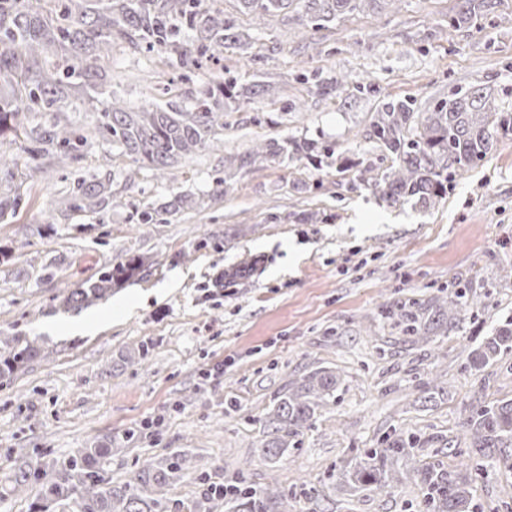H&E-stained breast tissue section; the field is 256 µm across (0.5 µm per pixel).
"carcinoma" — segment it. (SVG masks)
<instances>
[{
  "mask_svg": "<svg viewBox=\"0 0 512 512\" xmlns=\"http://www.w3.org/2000/svg\"><path fill=\"white\" fill-rule=\"evenodd\" d=\"M0 0V144L5 139L24 142V179L42 172L41 159L63 161L100 140L110 142L128 157L125 180L134 183L138 170L171 166L178 158L211 148L224 130V113L238 109L254 96L271 94L268 84H242L220 65L224 46L237 44L239 35L224 19L215 0ZM241 12L276 16L290 8L319 21L399 0H236ZM495 0H459L449 17L452 27H464L475 18L494 12ZM197 33L194 41L177 37L179 26ZM125 43L146 53L176 59L185 69L216 68L212 83L193 105L181 108L167 101L129 107L115 92L103 90L107 73L99 62L112 54V45ZM78 100L94 119L93 127L77 133L65 118L71 100ZM512 134V113L498 103L489 87L473 88L438 101L432 110L417 112L414 99H390L372 116L368 138L392 157V166L379 174L370 163L359 162L358 180L389 204L413 201L431 208L448 192V184L466 168L484 159L500 138ZM330 148L313 141L270 139L240 156L224 158V167L242 169L282 155L318 158ZM0 155V223L19 209L21 196L14 188V167ZM112 170L82 182L79 192L63 201L70 210H96L113 200ZM144 267L130 256L103 267L96 278L68 289L59 307L81 310L112 295V288ZM473 300L460 289L448 292L440 304L426 308L385 311L397 319L409 336L426 335V321H452ZM512 349V327L498 329L471 353L470 367L481 368L503 351ZM39 354L37 340L0 338V378L11 376ZM341 383L333 369L318 367L295 386L277 396L261 420L264 458L277 462L292 441L311 427ZM469 460L489 458L512 446V399L484 405L467 420ZM420 439L395 433L386 447L366 452L343 469L339 478L353 488L387 491L403 474L415 476L423 489L425 512H472L467 479L421 458ZM110 448H79L52 473L41 464L24 460L14 470L13 490L24 493L33 482L42 485L31 512H48L68 502L75 512H167V491L196 471L192 451L181 448L162 463L146 460L128 481L113 483L98 474ZM206 512H290L288 495L278 486L254 489L245 485L239 469L227 484L212 487Z\"/></svg>",
  "mask_w": 512,
  "mask_h": 512,
  "instance_id": "obj_1",
  "label": "carcinoma"
}]
</instances>
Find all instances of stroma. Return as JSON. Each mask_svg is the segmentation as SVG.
<instances>
[{"instance_id": "obj_1", "label": "stroma", "mask_w": 512, "mask_h": 512, "mask_svg": "<svg viewBox=\"0 0 512 512\" xmlns=\"http://www.w3.org/2000/svg\"><path fill=\"white\" fill-rule=\"evenodd\" d=\"M457 0H401L320 28L289 11L224 16L242 43L224 50L241 80L269 83L224 115V144L141 169L95 145L77 160L45 159L24 182L16 217L0 223V336L37 339V359L0 378V512H30L38 488L14 495L16 449L52 466L76 449L108 445L103 476L129 480L144 459L191 449L205 479L172 486V502L204 500L238 463L254 488L275 482L293 512H420L418 480L387 492L350 490L337 473L397 430L421 436L426 461L467 476L474 512H512V458L460 466L464 422L481 406L512 399V351L481 369L467 357L512 321V136L458 177L423 211L387 205L360 186L356 169L285 156L225 172L224 159L269 139L315 140L384 172L391 158L367 139L373 112L412 97L426 112L456 92L489 86L512 112V0L471 25L449 26ZM125 102L150 101L156 72L175 61L116 45L107 63ZM342 81L340 94L325 93ZM111 167L118 203L64 212L78 180ZM230 187L215 196L216 183ZM193 207L141 225L137 211L179 197ZM312 215L309 224L298 214ZM137 254L149 269L78 313L56 295ZM250 264L247 279L218 287L224 271ZM468 287L476 299L419 343L381 314ZM148 343V357L138 346ZM224 374L209 376L215 364ZM343 378L295 448L277 462L260 450V418L273 395L310 369Z\"/></svg>"}]
</instances>
